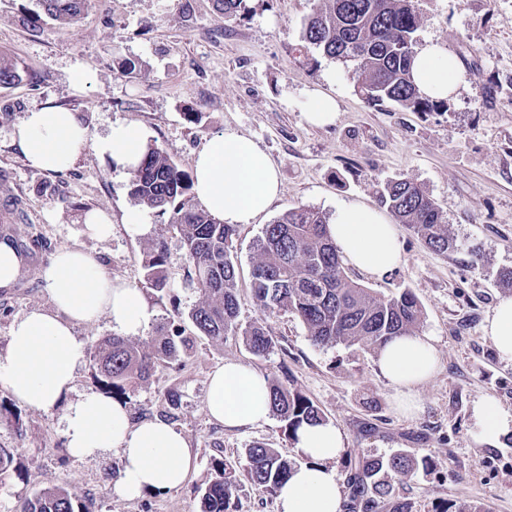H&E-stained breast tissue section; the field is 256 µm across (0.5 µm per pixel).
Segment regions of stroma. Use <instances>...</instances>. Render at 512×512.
Masks as SVG:
<instances>
[{"instance_id": "stroma-1", "label": "stroma", "mask_w": 512, "mask_h": 512, "mask_svg": "<svg viewBox=\"0 0 512 512\" xmlns=\"http://www.w3.org/2000/svg\"><path fill=\"white\" fill-rule=\"evenodd\" d=\"M320 3L247 0L246 17L224 20L213 0H88L69 27L40 16L36 0H0V52L21 68L19 82L0 88V207L23 205L13 222H0V238L12 239L27 259L16 284L0 289V356L14 319L50 308L40 272L62 245L97 255L110 275L137 288L153 312L146 336L164 322L186 324L199 301L186 284L191 265L170 214L143 210L152 229L133 235L126 225L135 209L130 178L93 148L63 172L29 167L13 140L26 112L48 104L70 109L94 138L116 122L139 125L149 143L188 172L211 136L244 135L276 166L281 182L268 212L239 225L236 236L238 321L265 319L272 352L257 357L238 336L220 343L201 337L191 358L158 366L148 382L119 398L132 421L166 419L196 449L197 466L184 487L120 499L112 492L118 450L72 457L63 408L32 409L0 386V407L12 414L0 421V448L14 451L9 472L0 476V512H16L24 497L53 486L77 490L90 512H199L212 454L223 452L239 469L245 448L263 442L298 459L278 419L233 431L211 421L207 379L227 360L302 391L341 431L345 453L386 456L405 449L429 459V469L397 486L412 512H433L443 500L449 512H512V437L480 442L472 417L474 404L485 398L512 411V364L501 361L484 332L504 296L496 272L512 267V0H417L418 46L447 48L463 76L456 98L436 112L369 103L342 63L305 48L304 22ZM125 60L139 63V70L123 72ZM79 73L89 78L81 91L74 88ZM315 90L335 98L334 124L305 120ZM190 112L200 121H188ZM402 177L434 199L457 250L437 253L401 224V260L393 271L376 278L350 265L346 272L381 295L410 290L422 306L418 333L433 337L439 368L419 386L420 407L412 414L399 410L377 350L313 346L292 313L262 317L251 286L253 243L265 224L292 207L329 217L343 204L377 207L378 190ZM91 210L111 216V238L83 235ZM159 237L166 246L161 296L146 287L143 269ZM170 392L177 405L167 401Z\"/></svg>"}]
</instances>
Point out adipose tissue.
Returning a JSON list of instances; mask_svg holds the SVG:
<instances>
[{"label":"adipose tissue","mask_w":512,"mask_h":512,"mask_svg":"<svg viewBox=\"0 0 512 512\" xmlns=\"http://www.w3.org/2000/svg\"><path fill=\"white\" fill-rule=\"evenodd\" d=\"M413 79L423 95L446 99L461 83L455 58L430 43L418 50ZM14 138L34 169H68L86 146L129 174L146 152V133L135 124H114L94 140L77 113L42 107L25 114ZM193 193L204 210L226 224H247L265 213L280 193L276 167L249 137L222 133L207 139L194 163ZM337 246L359 270L376 277L390 273L401 253L395 224L375 209L347 204L337 209L330 226ZM50 309H33L16 318L0 356V386L21 403L44 412L63 402L75 372L87 357L77 325L107 317L125 336L146 331L152 313L140 292L110 276L91 253L71 246L57 248L41 270ZM502 361L512 363V297L498 301L484 326ZM379 369L396 394L398 408L418 410L417 386L437 370V350L430 338L398 336L380 352ZM209 417L229 430L255 428L271 416L266 376L240 362L216 367L207 382ZM484 442L512 435V413L483 399L472 412ZM70 454L83 459L115 448L121 456L114 493L135 499L183 486L196 460L184 434L157 418L131 423L126 408L111 396L94 392L64 414ZM296 448L305 461L279 489L277 512H342L343 486L333 466L343 450L341 432L329 424L302 426Z\"/></svg>","instance_id":"ef3b65f1"}]
</instances>
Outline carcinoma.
<instances>
[{"mask_svg": "<svg viewBox=\"0 0 512 512\" xmlns=\"http://www.w3.org/2000/svg\"><path fill=\"white\" fill-rule=\"evenodd\" d=\"M87 0H37L49 19L75 25ZM306 19L302 39L307 46L353 69L358 92L372 103L393 102L414 112H433L441 102L422 96L412 80L419 14L415 0H323ZM216 12L236 18L248 11L247 0H214ZM15 61L0 55V88L18 82ZM192 177L164 150L151 146L131 174L129 196L143 208L172 212L192 271L188 286L199 293L188 313L195 333L170 323L158 326L148 343L123 336L102 340L93 353L104 385L112 391H134L159 364H179L195 353L196 339L222 342L240 336L256 356L274 346L265 321L243 327L236 297V226L223 224L197 208L191 195ZM380 204L408 226L432 250L446 254L458 248L433 198L417 183L401 178L379 191ZM165 244L156 240L144 263V281L154 291L167 287ZM252 289L260 311L270 315L289 311L302 322L313 345L377 349L395 336L413 335L423 311L416 296L405 289L381 296L351 279L322 212L308 207L288 209L265 225L254 244ZM272 414L289 437L305 423L324 422L321 409L297 388L268 378ZM244 478L257 490L276 492L287 481L295 462L276 449L256 442L245 449ZM431 463L403 450L387 457L362 452L349 455L343 512H411L396 495V485ZM211 479L201 496V512H233L239 486L236 471L224 456L209 459ZM20 512H87L76 491L47 488L23 500Z\"/></svg>", "mask_w": 512, "mask_h": 512, "instance_id": "cac0c4a2", "label": "carcinoma"}]
</instances>
